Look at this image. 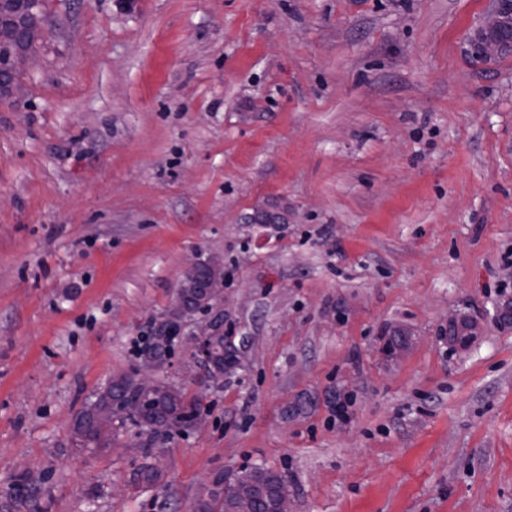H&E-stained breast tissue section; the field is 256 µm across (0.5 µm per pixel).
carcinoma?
Listing matches in <instances>:
<instances>
[{"label":"carcinoma","mask_w":512,"mask_h":512,"mask_svg":"<svg viewBox=\"0 0 512 512\" xmlns=\"http://www.w3.org/2000/svg\"><path fill=\"white\" fill-rule=\"evenodd\" d=\"M180 319L179 314L167 319L162 331L144 337V347L162 356L172 353L168 341L178 330ZM107 407L112 408V423L101 425L96 414ZM202 410L201 398L189 397L166 381L158 382L155 392L146 393L137 385L134 375L123 374L111 379L77 413L71 444L75 448H103L128 426L137 427L150 434L138 475L141 481L151 484L157 478L152 439L186 433L196 427Z\"/></svg>","instance_id":"1"}]
</instances>
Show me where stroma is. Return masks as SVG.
<instances>
[{"label": "stroma", "instance_id": "obj_1", "mask_svg": "<svg viewBox=\"0 0 512 512\" xmlns=\"http://www.w3.org/2000/svg\"><path fill=\"white\" fill-rule=\"evenodd\" d=\"M0 93V512H196L265 465L294 512H512V55L492 0H48ZM243 340L169 438L70 443L188 258ZM349 401L347 420L331 405ZM492 23L487 34L471 42V53L488 58L512 49V1L495 0Z\"/></svg>", "mask_w": 512, "mask_h": 512}]
</instances>
